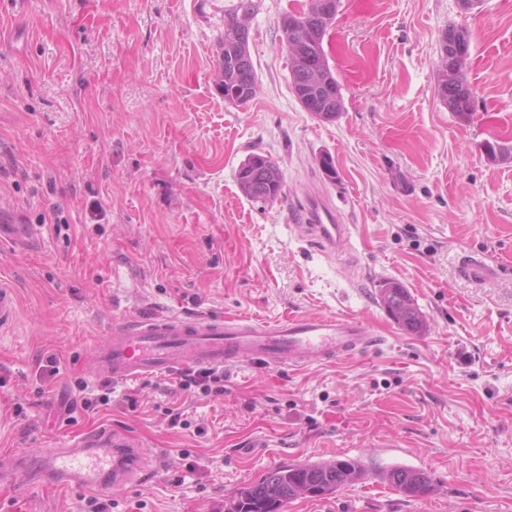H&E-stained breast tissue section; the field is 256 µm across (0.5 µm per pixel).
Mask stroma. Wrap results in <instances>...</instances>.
Segmentation results:
<instances>
[{
	"instance_id": "35a3bbf8",
	"label": "stroma",
	"mask_w": 512,
	"mask_h": 512,
	"mask_svg": "<svg viewBox=\"0 0 512 512\" xmlns=\"http://www.w3.org/2000/svg\"><path fill=\"white\" fill-rule=\"evenodd\" d=\"M248 21L258 93L225 102L218 39L231 0H0V459L68 448L108 428L158 462L108 491L112 512H224L271 468L358 458L403 464L436 489L405 496L376 477L285 512H512V0H340L323 40L343 109L324 122L291 88L283 14L256 0ZM470 37L475 115L437 95L440 41ZM270 155L272 203L247 198L241 162ZM329 155L336 180L321 174ZM325 192L350 226L346 259L291 223ZM499 266L476 287L458 255ZM408 288L428 327L389 316L379 286ZM349 313L382 339L331 366L224 367L223 395L188 396L173 375L115 385L93 350L113 326L156 315ZM182 408L190 429L170 428ZM195 471H188L187 461ZM53 481H0V512H87Z\"/></svg>"
}]
</instances>
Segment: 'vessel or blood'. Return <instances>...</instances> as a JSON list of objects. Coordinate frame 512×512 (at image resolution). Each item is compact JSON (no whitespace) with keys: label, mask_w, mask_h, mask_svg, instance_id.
Segmentation results:
<instances>
[{"label":"vessel or blood","mask_w":512,"mask_h":512,"mask_svg":"<svg viewBox=\"0 0 512 512\" xmlns=\"http://www.w3.org/2000/svg\"><path fill=\"white\" fill-rule=\"evenodd\" d=\"M303 227L328 247L346 253L350 228L338 210L317 193L307 196ZM457 270L467 281L482 286L493 281L498 267L485 256L462 253ZM378 340L354 316L291 315L273 323L248 317L177 314L131 319L116 325L95 350L96 368L113 382L123 383L165 374L186 365L218 368L249 361L259 368L301 370L328 365L375 349ZM134 464L120 470L107 451L93 448L52 449L48 470L61 484L95 493L131 484L146 471L150 453L132 449Z\"/></svg>","instance_id":"1"}]
</instances>
